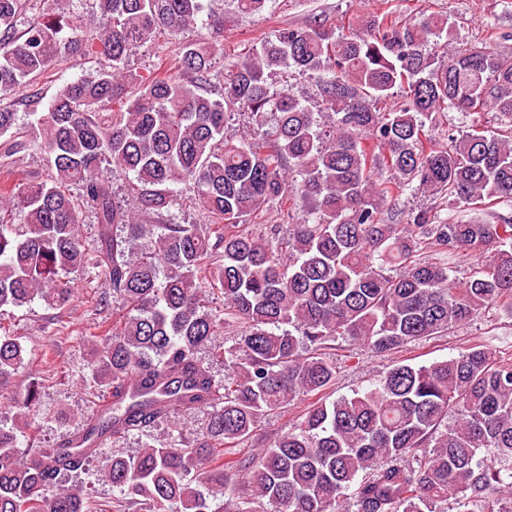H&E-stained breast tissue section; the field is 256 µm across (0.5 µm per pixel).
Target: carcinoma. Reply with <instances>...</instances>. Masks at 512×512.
Returning a JSON list of instances; mask_svg holds the SVG:
<instances>
[{
	"label": "carcinoma",
	"instance_id": "cac0c4a2",
	"mask_svg": "<svg viewBox=\"0 0 512 512\" xmlns=\"http://www.w3.org/2000/svg\"><path fill=\"white\" fill-rule=\"evenodd\" d=\"M27 0H0V172L37 148L54 175L37 184H0V308L39 298L68 304L69 275L91 270L112 288L121 319L93 344L90 387L110 399L86 418L85 438L137 434L138 455L112 456L107 477L115 512H336L348 495L357 512H435L448 496L512 512V357L474 345L430 365L397 362L351 397L321 393L336 378L329 342L346 336L390 352L466 325L479 311H512V222L445 224L434 208L388 215L403 194L444 205L512 199V58L465 45L444 60L429 47L454 35L440 15L417 22L395 8L359 23L321 18L276 29L220 74L211 97L216 48L229 12L214 0H49L26 18ZM269 0H230L260 15ZM104 20L96 26V18ZM201 26L187 39L176 73L137 76L136 51L162 32ZM105 62L64 84L47 102L28 87L64 59ZM294 68L312 92L276 88L268 74ZM401 101H395L396 97ZM31 110L18 123L16 108ZM495 112L503 133L473 129L433 142L446 112ZM248 114L252 136L227 132ZM130 176L134 206L122 205L110 173ZM194 195L206 224L159 219ZM93 209L98 241L79 233ZM302 213L288 235L263 213ZM119 224L124 233H112ZM476 253L480 270L457 286L443 255ZM245 327L216 355L232 376L215 378L199 357L212 337ZM24 365V346L0 333V390ZM40 383L10 398L0 423V512H89L75 489L92 457L69 446L34 445L28 413ZM318 396L294 430L248 464L206 469L224 449L299 394ZM207 423L190 441L155 428L182 411ZM459 416L448 424V414ZM223 498L222 507L211 508Z\"/></svg>",
	"mask_w": 512,
	"mask_h": 512
}]
</instances>
